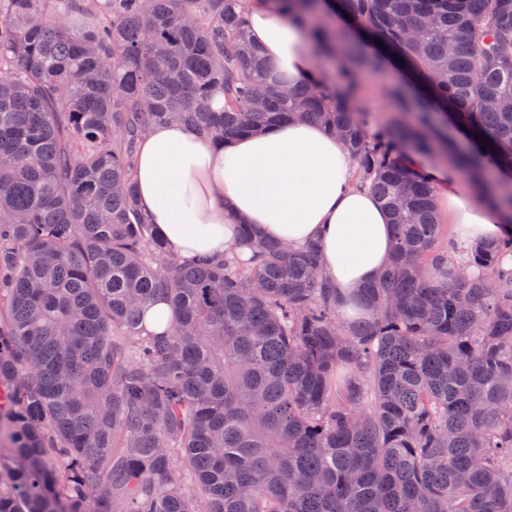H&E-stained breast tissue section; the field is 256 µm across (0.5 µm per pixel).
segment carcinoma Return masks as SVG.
<instances>
[{
  "label": "carcinoma",
  "mask_w": 512,
  "mask_h": 512,
  "mask_svg": "<svg viewBox=\"0 0 512 512\" xmlns=\"http://www.w3.org/2000/svg\"><path fill=\"white\" fill-rule=\"evenodd\" d=\"M235 2L0 0V512H512V233L441 243L398 152L512 173V0H335L340 31L271 0L342 57L289 90ZM386 60L427 106L370 135L357 71ZM436 106L469 150L429 133ZM290 118L343 140L393 226L348 328L317 246L241 224L254 257L181 258L138 209L153 125L226 143Z\"/></svg>",
  "instance_id": "1"
}]
</instances>
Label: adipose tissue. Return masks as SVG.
I'll list each match as a JSON object with an SVG mask.
<instances>
[{"mask_svg": "<svg viewBox=\"0 0 512 512\" xmlns=\"http://www.w3.org/2000/svg\"><path fill=\"white\" fill-rule=\"evenodd\" d=\"M247 16L250 39L289 83L323 77L306 37L271 0H250ZM432 176L459 245L512 233V210L491 194H477L451 169ZM133 180L141 213L176 255L223 256L242 224L296 248L317 243L322 274L351 318L362 317L353 300L392 251L386 210L356 187L343 143L313 122L283 123L221 146L183 124L159 123L139 143Z\"/></svg>", "mask_w": 512, "mask_h": 512, "instance_id": "adipose-tissue-1", "label": "adipose tissue"}]
</instances>
